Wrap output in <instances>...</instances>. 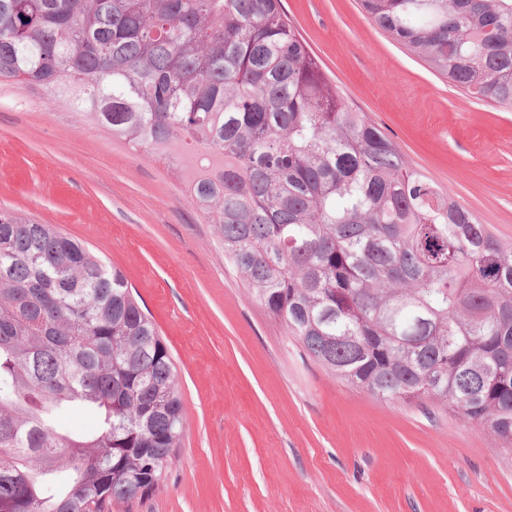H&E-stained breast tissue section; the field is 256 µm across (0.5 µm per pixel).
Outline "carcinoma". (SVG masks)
<instances>
[{"label":"carcinoma","instance_id":"1","mask_svg":"<svg viewBox=\"0 0 512 512\" xmlns=\"http://www.w3.org/2000/svg\"><path fill=\"white\" fill-rule=\"evenodd\" d=\"M474 97L512 106V0H360ZM0 80L163 156L251 297L327 372L512 444V244L349 104L281 0H0ZM82 407L91 431L60 423ZM179 379L125 275L0 210V512L159 489Z\"/></svg>","mask_w":512,"mask_h":512}]
</instances>
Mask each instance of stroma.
<instances>
[{
  "mask_svg": "<svg viewBox=\"0 0 512 512\" xmlns=\"http://www.w3.org/2000/svg\"><path fill=\"white\" fill-rule=\"evenodd\" d=\"M408 166L512 242V108L448 85L358 0H282ZM0 208L122 270L166 343L184 431L159 489L111 512H512V446L327 374L252 300L166 159L0 82Z\"/></svg>",
  "mask_w": 512,
  "mask_h": 512,
  "instance_id": "1",
  "label": "stroma"
}]
</instances>
